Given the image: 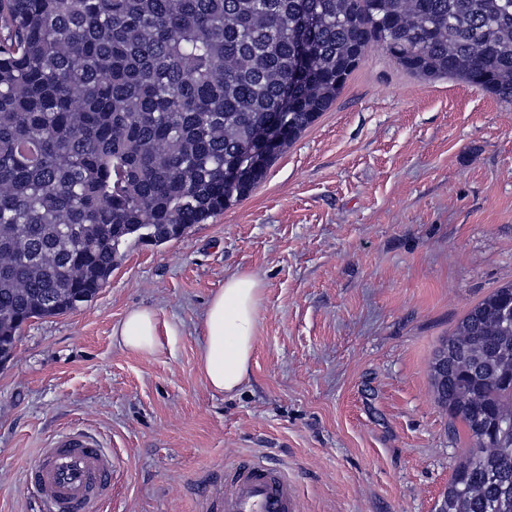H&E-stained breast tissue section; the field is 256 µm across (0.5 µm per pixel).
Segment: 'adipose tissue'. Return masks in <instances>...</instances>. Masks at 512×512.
<instances>
[{
	"label": "adipose tissue",
	"mask_w": 512,
	"mask_h": 512,
	"mask_svg": "<svg viewBox=\"0 0 512 512\" xmlns=\"http://www.w3.org/2000/svg\"><path fill=\"white\" fill-rule=\"evenodd\" d=\"M261 308V281L252 273H235L224 280L204 316V344L200 362L208 386L235 393L250 371L255 352L256 326ZM114 336L128 350L150 354L167 338L176 336L174 326L159 322L148 309L130 311Z\"/></svg>",
	"instance_id": "obj_1"
}]
</instances>
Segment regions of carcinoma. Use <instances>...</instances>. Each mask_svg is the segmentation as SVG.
<instances>
[{
	"label": "carcinoma",
	"mask_w": 512,
	"mask_h": 512,
	"mask_svg": "<svg viewBox=\"0 0 512 512\" xmlns=\"http://www.w3.org/2000/svg\"><path fill=\"white\" fill-rule=\"evenodd\" d=\"M375 47L512 103V0H0V351L94 298L128 246L248 197ZM275 119L277 149L248 164ZM510 297L475 304L431 364L473 445L445 512H512Z\"/></svg>",
	"instance_id": "carcinoma-1"
}]
</instances>
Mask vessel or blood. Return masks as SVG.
Returning <instances> with one entry per match:
<instances>
[{
	"instance_id": "1",
	"label": "vessel or blood",
	"mask_w": 512,
	"mask_h": 512,
	"mask_svg": "<svg viewBox=\"0 0 512 512\" xmlns=\"http://www.w3.org/2000/svg\"><path fill=\"white\" fill-rule=\"evenodd\" d=\"M115 460L93 436L60 435L40 449L25 472L50 512H100L112 491ZM204 512H300L293 480L285 467L244 455L216 468L204 498Z\"/></svg>"
}]
</instances>
